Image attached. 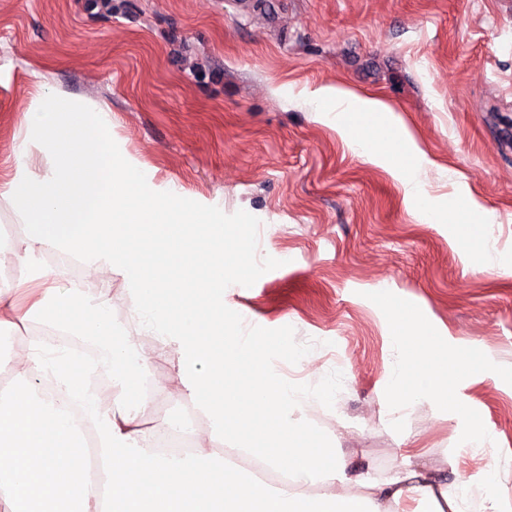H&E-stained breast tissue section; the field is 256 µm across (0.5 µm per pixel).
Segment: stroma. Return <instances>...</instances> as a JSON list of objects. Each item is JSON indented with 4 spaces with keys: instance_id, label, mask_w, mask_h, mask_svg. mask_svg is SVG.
I'll return each mask as SVG.
<instances>
[{
    "instance_id": "1",
    "label": "stroma",
    "mask_w": 512,
    "mask_h": 512,
    "mask_svg": "<svg viewBox=\"0 0 512 512\" xmlns=\"http://www.w3.org/2000/svg\"><path fill=\"white\" fill-rule=\"evenodd\" d=\"M49 88L109 108L142 191L220 220L226 328L278 356L289 417L346 474L423 464L481 487L469 512H512V0H0V180ZM339 91L400 116L442 223L406 195L405 144L361 155L354 114H323ZM400 319L432 335L448 402L393 389Z\"/></svg>"
}]
</instances>
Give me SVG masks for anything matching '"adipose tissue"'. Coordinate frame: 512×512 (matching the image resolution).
Instances as JSON below:
<instances>
[{"label":"adipose tissue","instance_id":"ef3b65f1","mask_svg":"<svg viewBox=\"0 0 512 512\" xmlns=\"http://www.w3.org/2000/svg\"><path fill=\"white\" fill-rule=\"evenodd\" d=\"M26 137L48 146L50 169L37 175L20 164L0 181V207L23 226L20 244L0 239V264L16 256L32 281H47L40 298L19 311L15 282L0 279V331H20L46 309L59 308V327L100 343L106 388L75 379L67 356L45 337H34L22 359L9 365L17 383L0 389V512H387L408 499L430 503L431 512H462L457 500L429 474L409 470L384 483L355 484L367 491L352 500L336 491L343 463H330L329 449H308L307 427L292 422L288 406L294 387L263 344L226 334L221 310L224 290L237 280L216 242L223 236L214 217L186 219L180 206L147 195L139 172L112 152V125L102 105L66 93L43 92L24 114ZM425 159L400 168L407 195L421 218L442 214L422 189ZM209 258L196 265L197 249ZM57 249L79 259L87 278L122 275L140 294V329L154 328L156 344L142 348L134 336L119 335L112 322L108 283L59 288L62 273L39 263ZM396 382L412 394L448 397L446 367L430 354V338L408 342L396 330ZM167 363L179 393L193 409L209 414L216 438L228 423L242 453L275 469L284 455L296 463L290 481L269 489L245 471L229 470L214 448L179 457L149 451L151 398L145 384ZM206 365L197 374L196 365ZM52 377L59 406L33 400L39 379ZM85 401L84 427L72 421L74 399ZM317 495H307L308 486Z\"/></svg>","mask_w":512,"mask_h":512}]
</instances>
